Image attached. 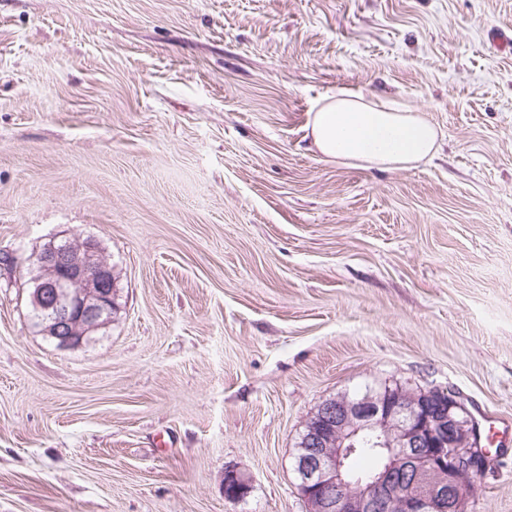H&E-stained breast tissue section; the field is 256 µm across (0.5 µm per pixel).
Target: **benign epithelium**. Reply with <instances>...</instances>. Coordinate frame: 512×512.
Returning <instances> with one entry per match:
<instances>
[{
    "label": "benign epithelium",
    "instance_id": "benign-epithelium-1",
    "mask_svg": "<svg viewBox=\"0 0 512 512\" xmlns=\"http://www.w3.org/2000/svg\"><path fill=\"white\" fill-rule=\"evenodd\" d=\"M35 265L30 305L44 335L78 347L110 321L115 277L95 241H53ZM365 446L382 450V459L370 478L356 479L349 459ZM487 464L480 433L455 395L403 386L323 402L294 456L309 512H468ZM248 491L245 478L227 474L229 500Z\"/></svg>",
    "mask_w": 512,
    "mask_h": 512
}]
</instances>
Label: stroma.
<instances>
[{
	"label": "stroma",
	"instance_id": "1",
	"mask_svg": "<svg viewBox=\"0 0 512 512\" xmlns=\"http://www.w3.org/2000/svg\"><path fill=\"white\" fill-rule=\"evenodd\" d=\"M511 32L512 0H0V512H308L303 427L367 385L512 424ZM339 90L436 156L324 159ZM64 239L116 281L76 348L30 315ZM476 498L512 512V452Z\"/></svg>",
	"mask_w": 512,
	"mask_h": 512
}]
</instances>
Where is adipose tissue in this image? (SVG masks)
<instances>
[{"instance_id": "obj_1", "label": "adipose tissue", "mask_w": 512, "mask_h": 512, "mask_svg": "<svg viewBox=\"0 0 512 512\" xmlns=\"http://www.w3.org/2000/svg\"><path fill=\"white\" fill-rule=\"evenodd\" d=\"M440 130L424 113L337 91L314 112L310 136L325 159L379 170H405L430 160Z\"/></svg>"}]
</instances>
